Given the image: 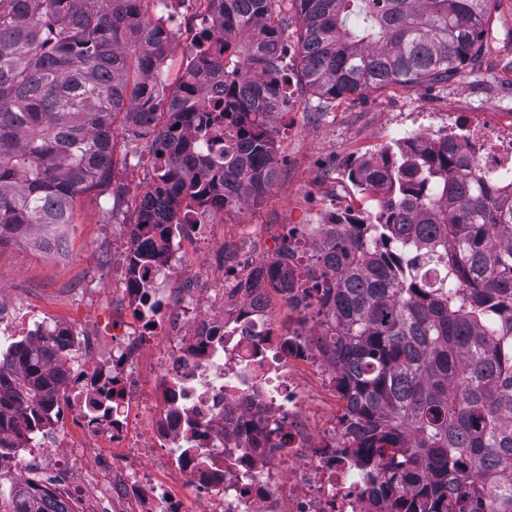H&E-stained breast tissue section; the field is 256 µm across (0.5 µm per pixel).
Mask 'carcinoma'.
Here are the masks:
<instances>
[{"instance_id": "1", "label": "carcinoma", "mask_w": 512, "mask_h": 512, "mask_svg": "<svg viewBox=\"0 0 512 512\" xmlns=\"http://www.w3.org/2000/svg\"><path fill=\"white\" fill-rule=\"evenodd\" d=\"M143 0H0V245L37 228L62 240L77 199L114 162L124 117L154 146L127 274L169 250L184 202H258L277 176L272 119L288 109L284 0H211L167 103L153 81L161 30ZM300 79L326 104L391 86H444L483 48L492 0H291ZM224 97L197 109L207 74ZM165 109L166 121L154 123ZM233 146L219 154L217 140ZM348 178L363 218L332 211L283 238L244 288L314 300L316 343L347 400V453L375 512H512V197L446 138L410 135ZM68 329L0 355V464L66 399ZM0 512H71L19 478Z\"/></svg>"}]
</instances>
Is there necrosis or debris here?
I'll use <instances>...</instances> for the list:
<instances>
[{"mask_svg": "<svg viewBox=\"0 0 512 512\" xmlns=\"http://www.w3.org/2000/svg\"><path fill=\"white\" fill-rule=\"evenodd\" d=\"M450 137L512 187V122L458 125ZM170 263L163 254L124 280L136 318L127 330L113 323L110 355L75 337L85 359L66 364V416L26 442L25 460L65 469L73 421L121 451L107 469L79 454L111 488L112 512H190L175 484L200 495L202 512H368L340 415L315 399V387L332 393L336 382L311 345L314 320L275 327L264 288L230 298L235 269L203 310L196 295L160 287ZM156 335L166 345L146 372L140 360Z\"/></svg>", "mask_w": 512, "mask_h": 512, "instance_id": "necrosis-or-debris-1", "label": "necrosis or debris"}]
</instances>
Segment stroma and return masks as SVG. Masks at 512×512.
I'll return each mask as SVG.
<instances>
[{
	"label": "stroma",
	"mask_w": 512,
	"mask_h": 512,
	"mask_svg": "<svg viewBox=\"0 0 512 512\" xmlns=\"http://www.w3.org/2000/svg\"><path fill=\"white\" fill-rule=\"evenodd\" d=\"M285 66L293 94L287 112L271 124L278 146L273 185L254 205L198 209L208 246L198 248L186 231L174 238V257L189 264L175 267L171 287L197 288L203 277L220 276L227 268L243 271L269 259L289 229L318 223L327 210H372L370 198L352 186L347 174L382 146L425 135L451 117L461 124H482L496 113H512V0H493L483 54L443 87L394 86L326 106L300 81L298 55H288ZM152 156L151 140L116 127L114 163L102 184L80 197L64 249H40L30 236L0 245V304L30 311L79 336H97L100 353L110 351L111 338L98 330L112 319L132 316L120 288L135 197L153 179ZM117 185L126 191L127 206L113 217L110 189Z\"/></svg>",
	"instance_id": "obj_1"
}]
</instances>
